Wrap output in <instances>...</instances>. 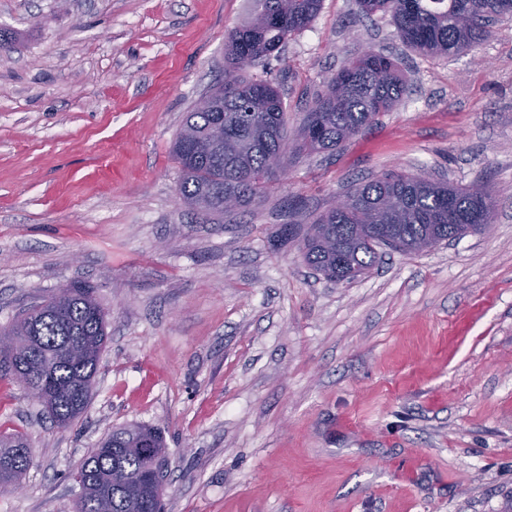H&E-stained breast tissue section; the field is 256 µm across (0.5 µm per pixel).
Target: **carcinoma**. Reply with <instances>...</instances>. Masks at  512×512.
Listing matches in <instances>:
<instances>
[{
  "label": "carcinoma",
  "instance_id": "obj_1",
  "mask_svg": "<svg viewBox=\"0 0 512 512\" xmlns=\"http://www.w3.org/2000/svg\"><path fill=\"white\" fill-rule=\"evenodd\" d=\"M251 20L232 29L224 43V83L197 103L181 125L173 145L179 165V194L195 206L210 194V213H225L223 192L237 193L248 205L274 179L272 158L287 140L286 107L279 91L263 80H246L238 72L255 66L305 29L321 0H254ZM360 13H389L411 48L449 56L472 50L490 34L492 22L512 15V0H356ZM406 90L397 62L369 51L349 57L326 90L306 112L298 132L301 153L333 151L358 134L376 116L393 110ZM341 213L330 210L313 225L337 244L336 251L304 231L305 261L338 280L347 269L366 275L381 259L370 247L385 238L392 249L420 251L427 240L458 239L480 232L476 224L493 216L496 201L483 186H453L431 177L389 173L349 192ZM106 314L86 286H71L31 306L8 328L0 329V380L21 373L55 388L44 409L59 428H68L85 412L107 339ZM152 434L165 445L162 432L131 425L112 430L74 472L82 480L77 512H161L155 489L131 482L150 460L132 447L137 433ZM28 437L0 431V492L19 484L34 464Z\"/></svg>",
  "mask_w": 512,
  "mask_h": 512
}]
</instances>
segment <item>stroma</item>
Masks as SVG:
<instances>
[{
    "label": "stroma",
    "mask_w": 512,
    "mask_h": 512,
    "mask_svg": "<svg viewBox=\"0 0 512 512\" xmlns=\"http://www.w3.org/2000/svg\"><path fill=\"white\" fill-rule=\"evenodd\" d=\"M252 2L0 0V326L81 285L108 333L68 429L0 380V423L35 453L0 512H75L74 470L130 423L165 433V512H512V17L433 57L322 0L243 72L281 92L288 138L367 49L399 64L401 104L213 216L183 202L171 148ZM392 171L486 186L489 228L352 283L281 238Z\"/></svg>",
    "instance_id": "35a3bbf8"
}]
</instances>
